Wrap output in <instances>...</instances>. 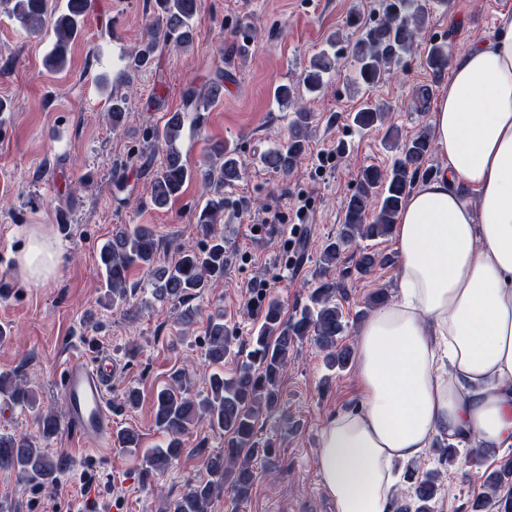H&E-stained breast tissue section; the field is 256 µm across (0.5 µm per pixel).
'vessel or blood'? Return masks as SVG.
I'll return each mask as SVG.
<instances>
[{
  "instance_id": "obj_1",
  "label": "vessel or blood",
  "mask_w": 512,
  "mask_h": 512,
  "mask_svg": "<svg viewBox=\"0 0 512 512\" xmlns=\"http://www.w3.org/2000/svg\"><path fill=\"white\" fill-rule=\"evenodd\" d=\"M112 358L98 355L92 361L70 360L63 370L60 391L70 426L76 428L82 446L100 449L111 445L112 432L106 422V394L112 383Z\"/></svg>"
}]
</instances>
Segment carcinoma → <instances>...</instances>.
Returning a JSON list of instances; mask_svg holds the SVG:
<instances>
[{
    "mask_svg": "<svg viewBox=\"0 0 512 512\" xmlns=\"http://www.w3.org/2000/svg\"><path fill=\"white\" fill-rule=\"evenodd\" d=\"M12 14L28 31L40 32L46 28L55 36V46L48 58L49 65L61 67L65 50L79 35L84 19L91 8V0H64V4L48 8L49 0H11ZM156 16L150 27L149 38L133 59L131 68L142 69L151 63L154 50L162 42L181 49L192 42L191 21L197 10V0H155ZM380 22L355 41L352 60L357 80L373 85L398 66L410 54L418 34L426 21L424 7L419 0H379ZM449 51L445 42L435 43L428 50L426 64L436 76L448 66ZM335 62L327 52L317 55L305 69L302 86L309 93L322 90L324 75ZM224 88V72H218L207 86V93L195 89L186 92L185 112L206 110L216 101ZM279 103L294 107L288 141L262 156L263 164L275 172L287 173L305 151L307 129L311 113L297 106V88L281 84L276 90ZM388 118L386 108L368 105L354 113L352 122L361 130H371ZM184 128V112H174L154 138L166 146V158L151 179L153 204L167 206L191 180L202 182L207 199L200 211L197 230L205 246L200 249L181 247L179 258L172 264L157 265L158 243L153 230L138 224L120 227L112 240L99 251V263L104 275L107 295L112 303L127 300L128 275L134 268H144L152 275L151 297L158 301L181 302L190 295H201L213 280L224 276L227 255L224 236L216 224L224 215V187L241 176V162L233 150L219 145L216 148L222 162L191 169L183 163L176 149ZM386 148L398 153L391 168L383 170L375 165L361 168L358 184L345 206L344 218L336 237L324 247L321 272L308 303L289 317L280 302L263 297L257 301L259 318L250 330L251 346L247 358L237 364L233 374L226 378L221 371L210 376L206 393L191 396L186 392V375L175 372L171 383L159 390L154 404V422L164 434L162 446L147 450L141 465L145 474L160 472L178 460L183 451L182 437L201 420L224 432V453L214 456L206 478L187 485L183 494L166 502L161 512H208L216 494L230 488L232 499L244 503L251 497L256 473V461L269 462L272 455L270 440H261L258 421L280 407L278 379L288 367L295 344L311 339L325 353L327 368L344 370L351 360V350L341 344L350 320H359L389 300L380 288L373 292L363 309L349 314L337 302L338 284L329 281L328 269L342 263L345 252L361 241L384 238L392 233L399 211L409 193L412 182L419 176L429 177L431 171L424 162L431 150L428 129H423L409 140H401L398 130L389 128ZM375 215L365 222L369 208ZM390 258L360 248L356 261L359 273L385 268ZM207 357L217 366L233 354L237 327L224 322V316L210 319L207 331ZM0 393L13 401L33 404V398L23 384L4 375L0 376ZM62 414L48 411L39 418V431L47 441L58 435ZM440 465L456 466L460 449L437 439L433 444ZM62 461L38 446L35 438L23 433H0V471H9L26 482L48 484L61 470ZM403 481L409 490L394 500L392 512H435L437 502L445 497L441 471L421 470L417 464H408ZM484 493L473 503V512H512V456L503 457L498 468L488 472L483 480Z\"/></svg>",
    "mask_w": 512,
    "mask_h": 512,
    "instance_id": "cac0c4a2",
    "label": "carcinoma"
}]
</instances>
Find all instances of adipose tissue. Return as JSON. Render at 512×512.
<instances>
[{"mask_svg":"<svg viewBox=\"0 0 512 512\" xmlns=\"http://www.w3.org/2000/svg\"><path fill=\"white\" fill-rule=\"evenodd\" d=\"M445 164L394 226L398 294L357 338V407L322 426L317 461L335 512H392L396 468L435 438L512 448V16L458 58L431 115ZM18 262L42 284L58 241L31 228Z\"/></svg>","mask_w":512,"mask_h":512,"instance_id":"adipose-tissue-1","label":"adipose tissue"}]
</instances>
